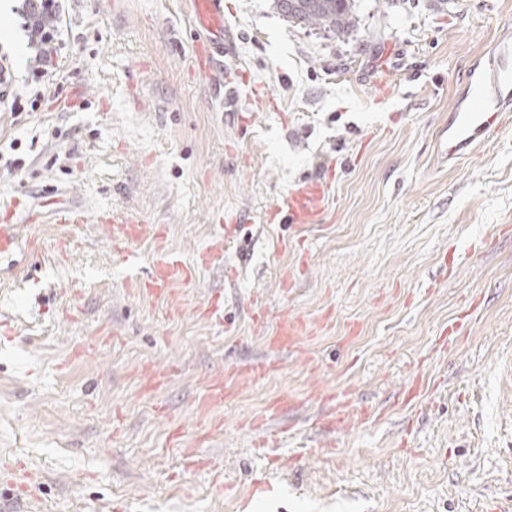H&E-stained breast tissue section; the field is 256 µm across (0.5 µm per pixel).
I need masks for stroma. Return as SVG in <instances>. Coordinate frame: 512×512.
Instances as JSON below:
<instances>
[{
  "mask_svg": "<svg viewBox=\"0 0 512 512\" xmlns=\"http://www.w3.org/2000/svg\"><path fill=\"white\" fill-rule=\"evenodd\" d=\"M6 3L0 48L20 89L33 53ZM192 15L191 0H65L45 103L0 111V147L25 162L0 168V205L21 200L20 247L0 260V453L39 483L17 507L0 483V507L489 512L512 499V120L463 158L438 145L471 66L512 41V0H356L352 32L333 39L273 0H224L231 111L197 69ZM312 179L332 186L327 214L282 222L274 207ZM53 198L88 223H58ZM229 210L245 222L221 261L164 298L134 291L158 251L194 263ZM102 212L164 237L124 261ZM289 321L306 332L274 351ZM265 361V379L224 377ZM417 369L430 386L408 405ZM217 379L223 404L201 407ZM329 391L367 417L327 431ZM271 405L286 437L264 453L251 424ZM331 439L334 453L310 455Z\"/></svg>",
  "mask_w": 512,
  "mask_h": 512,
  "instance_id": "obj_1",
  "label": "stroma"
}]
</instances>
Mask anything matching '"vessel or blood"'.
Segmentation results:
<instances>
[{"mask_svg": "<svg viewBox=\"0 0 512 512\" xmlns=\"http://www.w3.org/2000/svg\"><path fill=\"white\" fill-rule=\"evenodd\" d=\"M198 24L206 31L205 41L197 47V58L203 73L213 74L224 63V2L223 0H193ZM469 100L458 105L448 119L445 139L441 140L445 154L458 158L468 154L473 145L496 132L504 118V109L512 105V43L499 42L484 66L474 67L469 73ZM329 185L321 180L306 182L291 191L278 205L289 223L314 224L326 212ZM107 228L114 248L121 256H129V244L140 237L143 228L139 222L123 217L108 219ZM194 273L178 256L158 252L152 268L135 288L156 295L166 294L176 284H190ZM326 405L331 410L330 429L347 426L357 409L350 399H336L328 395ZM33 473L27 463L18 459L0 457V481L9 486L13 496L21 498L32 494Z\"/></svg>", "mask_w": 512, "mask_h": 512, "instance_id": "b4317fda", "label": "vessel or blood"}]
</instances>
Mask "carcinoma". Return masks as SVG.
Wrapping results in <instances>:
<instances>
[{
    "label": "carcinoma",
    "mask_w": 512,
    "mask_h": 512,
    "mask_svg": "<svg viewBox=\"0 0 512 512\" xmlns=\"http://www.w3.org/2000/svg\"><path fill=\"white\" fill-rule=\"evenodd\" d=\"M274 7L289 23L317 27L337 37L353 23L354 0H274Z\"/></svg>",
    "instance_id": "cac0c4a2"
}]
</instances>
